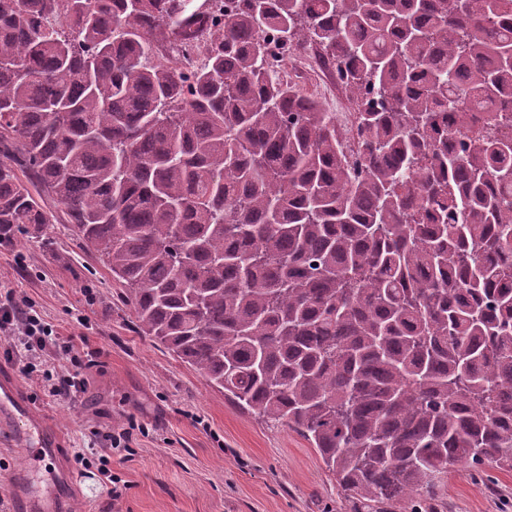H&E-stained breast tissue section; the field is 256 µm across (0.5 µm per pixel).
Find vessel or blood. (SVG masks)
I'll list each match as a JSON object with an SVG mask.
<instances>
[{
    "label": "vessel or blood",
    "mask_w": 512,
    "mask_h": 512,
    "mask_svg": "<svg viewBox=\"0 0 512 512\" xmlns=\"http://www.w3.org/2000/svg\"><path fill=\"white\" fill-rule=\"evenodd\" d=\"M26 422L25 439L36 444L43 455L58 457L63 453L59 437L52 433L46 422L35 412L29 399L19 390L10 374H0V431L11 433L18 422ZM15 502L22 512H70L74 499L53 492H41L28 470H20L12 477Z\"/></svg>",
    "instance_id": "vessel-or-blood-1"
}]
</instances>
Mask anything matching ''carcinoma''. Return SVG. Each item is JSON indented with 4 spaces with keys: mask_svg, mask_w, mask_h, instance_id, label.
I'll list each match as a JSON object with an SVG mask.
<instances>
[{
    "mask_svg": "<svg viewBox=\"0 0 512 512\" xmlns=\"http://www.w3.org/2000/svg\"><path fill=\"white\" fill-rule=\"evenodd\" d=\"M307 44L353 153L281 74ZM62 218L348 497L512 471V0H0V240ZM295 54L298 56V60L295 62L298 72H316L320 75L322 81L336 83V91L340 89L332 65L327 60H322L315 49L301 48Z\"/></svg>",
    "mask_w": 512,
    "mask_h": 512,
    "instance_id": "obj_1",
    "label": "carcinoma"
}]
</instances>
